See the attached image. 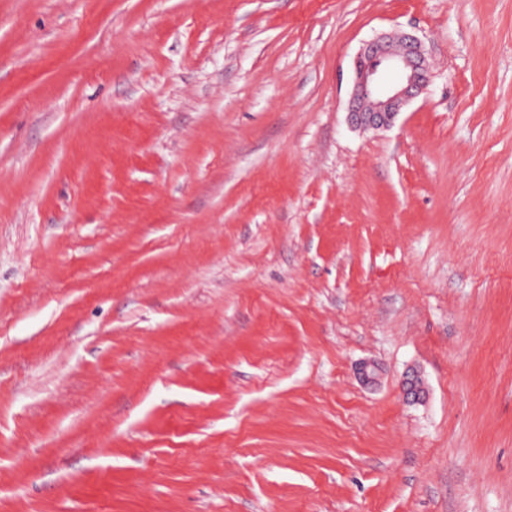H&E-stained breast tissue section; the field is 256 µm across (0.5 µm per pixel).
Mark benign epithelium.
<instances>
[{"label": "benign epithelium", "mask_w": 512, "mask_h": 512, "mask_svg": "<svg viewBox=\"0 0 512 512\" xmlns=\"http://www.w3.org/2000/svg\"><path fill=\"white\" fill-rule=\"evenodd\" d=\"M422 42L414 36L374 39L362 48L349 101V120L362 129L391 127L427 83Z\"/></svg>", "instance_id": "benign-epithelium-1"}]
</instances>
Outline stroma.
<instances>
[{"label":"stroma","instance_id":"obj_1","mask_svg":"<svg viewBox=\"0 0 512 512\" xmlns=\"http://www.w3.org/2000/svg\"><path fill=\"white\" fill-rule=\"evenodd\" d=\"M0 512H512V0H0ZM424 61L422 42L414 36H382L366 43L355 68L348 112L351 125L362 130L391 127L426 86ZM388 70L396 71L399 80L384 86L381 78Z\"/></svg>","mask_w":512,"mask_h":512}]
</instances>
